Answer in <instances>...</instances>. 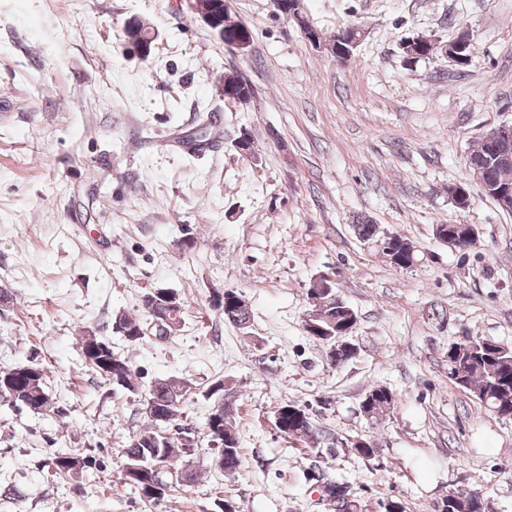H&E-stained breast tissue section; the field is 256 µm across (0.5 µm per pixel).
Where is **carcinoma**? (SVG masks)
I'll list each match as a JSON object with an SVG mask.
<instances>
[{
	"instance_id": "1",
	"label": "carcinoma",
	"mask_w": 512,
	"mask_h": 512,
	"mask_svg": "<svg viewBox=\"0 0 512 512\" xmlns=\"http://www.w3.org/2000/svg\"><path fill=\"white\" fill-rule=\"evenodd\" d=\"M241 35H248L245 24L231 19L224 14V41L232 42ZM408 59L419 61L436 51V44L430 40L417 37L409 40L403 48ZM472 161L484 169L485 183L488 188L482 193L491 200H496L492 186L500 181L512 182V171L501 170L495 159L492 146L480 141L469 154ZM353 230L360 241L370 244H382L399 257L406 268H411L418 261V255H407L403 245L408 239L397 234H388L378 225L365 220L353 225ZM444 232L449 240L455 242L454 249L468 250L475 245L474 230L469 224H438L434 233ZM310 297L315 299V309L322 315L319 324L325 332L313 337V340L328 347L335 344L336 331L346 328L354 308L337 292L325 293L324 287L317 281L309 288ZM235 294L233 290L223 293L214 292V306L223 310L224 319L240 327L250 324L251 312L232 306L226 296ZM143 320L125 314H118L112 320L113 331L121 334L127 341L135 343L141 339ZM106 358L112 360V385L130 393H142L144 399L154 403L147 411L152 426L140 431L130 440L122 454V460L116 472L119 483L131 485L141 491L148 501L164 499L174 482V465L194 452V449L181 447L179 438L170 435V425L178 420L180 402H170V390L183 388L175 378L158 379L146 386L140 382L137 372L129 358L108 352ZM38 378L18 377L10 385L0 383V401L18 404H33L46 395L43 370L37 369ZM448 378L461 389L469 391L480 404L503 418L512 419V347L486 339L482 336H468L461 342L448 345ZM361 412L370 416L375 423L382 422L394 405V395L386 387L375 386L362 398ZM284 426L278 431L286 438L299 439L307 444L318 443L317 428L305 409L295 403L285 402L277 406ZM235 419L228 416L222 420L223 436H209V449L215 451L212 460L220 462L222 471L233 472L241 467L239 438L233 429ZM79 462L83 468L87 460L79 456L60 454L52 458L49 465L59 475L66 476L77 472L71 461ZM474 495L450 492L448 499L442 502L439 512H463Z\"/></svg>"
}]
</instances>
